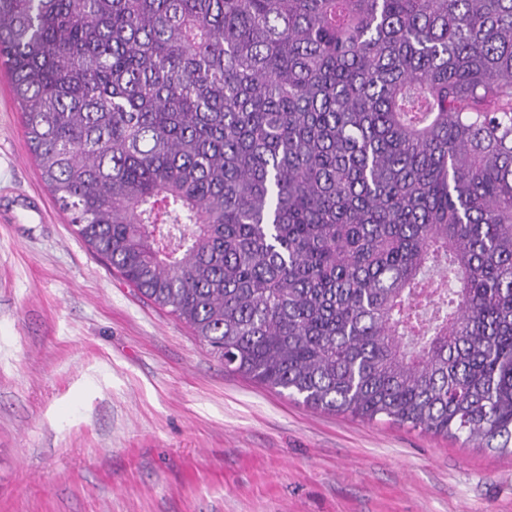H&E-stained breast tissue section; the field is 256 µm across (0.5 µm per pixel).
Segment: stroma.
I'll list each match as a JSON object with an SVG mask.
<instances>
[{
    "mask_svg": "<svg viewBox=\"0 0 512 512\" xmlns=\"http://www.w3.org/2000/svg\"><path fill=\"white\" fill-rule=\"evenodd\" d=\"M0 512H512V455L226 372L77 236L0 67Z\"/></svg>",
    "mask_w": 512,
    "mask_h": 512,
    "instance_id": "35a3bbf8",
    "label": "stroma"
}]
</instances>
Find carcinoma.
Segmentation results:
<instances>
[{
  "mask_svg": "<svg viewBox=\"0 0 512 512\" xmlns=\"http://www.w3.org/2000/svg\"><path fill=\"white\" fill-rule=\"evenodd\" d=\"M76 233L224 369L512 454V0H0Z\"/></svg>",
  "mask_w": 512,
  "mask_h": 512,
  "instance_id": "1",
  "label": "carcinoma"
}]
</instances>
